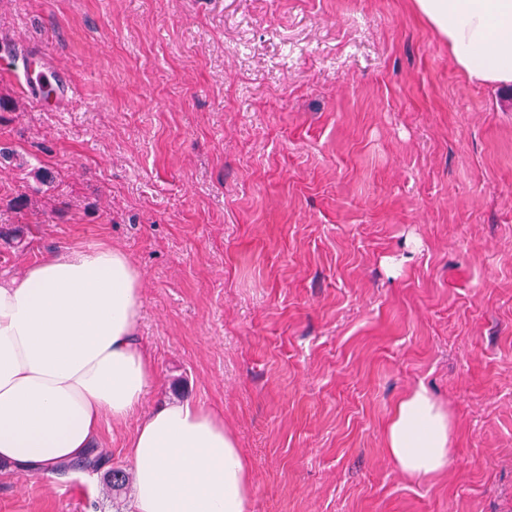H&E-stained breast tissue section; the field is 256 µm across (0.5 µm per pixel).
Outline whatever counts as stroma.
<instances>
[{
    "mask_svg": "<svg viewBox=\"0 0 512 512\" xmlns=\"http://www.w3.org/2000/svg\"><path fill=\"white\" fill-rule=\"evenodd\" d=\"M35 54L74 84L43 108ZM0 98V278L123 249L145 403L223 412L248 512H512V85L411 0H0ZM421 385L454 435L417 479L385 426ZM135 426L103 471L0 469V512H133Z\"/></svg>",
    "mask_w": 512,
    "mask_h": 512,
    "instance_id": "stroma-1",
    "label": "stroma"
}]
</instances>
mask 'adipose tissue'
<instances>
[{"mask_svg": "<svg viewBox=\"0 0 512 512\" xmlns=\"http://www.w3.org/2000/svg\"><path fill=\"white\" fill-rule=\"evenodd\" d=\"M413 3L470 79L512 84V0ZM142 306L139 268L104 240L0 280V463L53 471L88 454L104 418H132L134 512H247L250 465L223 414L189 401L145 408L156 372ZM452 433L420 386L396 405L385 442L405 474L425 478L447 467Z\"/></svg>", "mask_w": 512, "mask_h": 512, "instance_id": "ef3b65f1", "label": "adipose tissue"}]
</instances>
